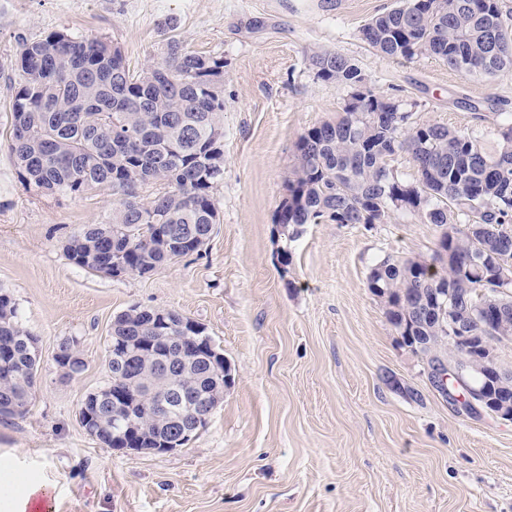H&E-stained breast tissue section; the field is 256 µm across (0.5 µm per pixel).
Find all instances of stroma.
<instances>
[{
  "mask_svg": "<svg viewBox=\"0 0 512 512\" xmlns=\"http://www.w3.org/2000/svg\"><path fill=\"white\" fill-rule=\"evenodd\" d=\"M395 0H0V291L38 338L27 412L0 419V512L32 485L47 512H512V421L470 417L401 346L367 288L380 259L431 253L439 228L308 224L285 245L275 224L299 137L339 116L347 87L318 80L312 52L351 59L414 121L481 128L495 148L512 113V69L465 77L442 60L377 54L361 29ZM53 31L121 47L131 69L166 35L223 55L220 222L197 253L152 274L112 277L73 264L65 244L112 211L103 186L46 196L18 177L9 150L19 37ZM201 323L234 376L184 447H102L82 427L88 392L108 380L107 340L128 307ZM80 341L84 371L54 361Z\"/></svg>",
  "mask_w": 512,
  "mask_h": 512,
  "instance_id": "obj_1",
  "label": "stroma"
}]
</instances>
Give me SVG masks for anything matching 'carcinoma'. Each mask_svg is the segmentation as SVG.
<instances>
[{"instance_id":"carcinoma-1","label":"carcinoma","mask_w":512,"mask_h":512,"mask_svg":"<svg viewBox=\"0 0 512 512\" xmlns=\"http://www.w3.org/2000/svg\"><path fill=\"white\" fill-rule=\"evenodd\" d=\"M362 39L376 52L411 60L434 56L464 76L492 78L512 68V9L504 0H397L370 19ZM317 78L350 88L334 122L308 129L288 171V197L277 224L290 243L306 224H385L409 214L441 228L431 256L386 257L371 268L368 288L388 321L437 388L466 397L454 368L467 360L472 384L485 385L481 361L448 348V310L421 316L433 288H467L472 299L491 288L502 265L512 267V122L499 126V149L488 153L476 130L417 122L400 104L368 87L351 59L332 51L309 56ZM22 80L12 103L10 153L25 184L46 195L80 196L112 187V213L73 236L66 254L88 270L113 277L149 274L198 251L200 235L218 214L212 192L224 180V56L188 50L174 37L161 55L138 71L121 48L101 39L55 31L19 38ZM366 90L376 106H348ZM407 154L415 174L394 168ZM156 186L148 201L139 196ZM155 334L148 309L131 306L112 322L110 335L138 342V371L86 395L82 420L114 448L112 396L138 404L123 410L132 431L128 447L160 448L195 416L213 410L231 383L227 361H193L213 339L206 328L176 311ZM484 336L512 337V311L487 312L472 325ZM35 339L18 320L17 305L0 292V416L31 404L37 358ZM55 363L70 375L85 362L79 342L64 339Z\"/></svg>"}]
</instances>
